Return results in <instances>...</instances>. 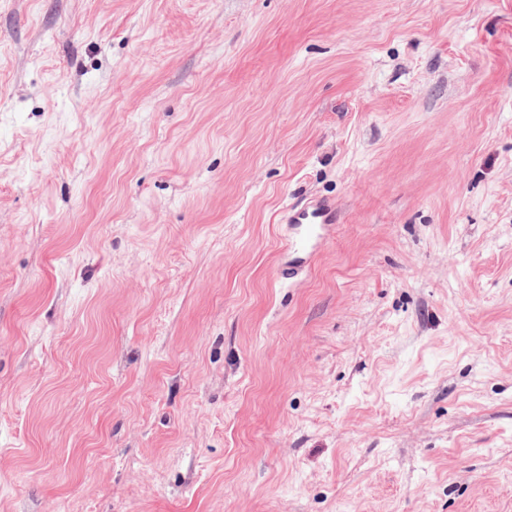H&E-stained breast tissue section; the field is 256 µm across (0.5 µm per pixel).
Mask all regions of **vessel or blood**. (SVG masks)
Wrapping results in <instances>:
<instances>
[{
  "mask_svg": "<svg viewBox=\"0 0 512 512\" xmlns=\"http://www.w3.org/2000/svg\"><path fill=\"white\" fill-rule=\"evenodd\" d=\"M341 215L335 201L330 199L285 210L280 237L283 263L279 273L282 278L292 279L311 266L322 246L332 237Z\"/></svg>",
  "mask_w": 512,
  "mask_h": 512,
  "instance_id": "b4317fda",
  "label": "vessel or blood"
}]
</instances>
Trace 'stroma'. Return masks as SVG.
Instances as JSON below:
<instances>
[{
	"label": "stroma",
	"instance_id": "stroma-1",
	"mask_svg": "<svg viewBox=\"0 0 512 512\" xmlns=\"http://www.w3.org/2000/svg\"><path fill=\"white\" fill-rule=\"evenodd\" d=\"M0 512H512V0H0ZM341 215L331 199H319L299 209L284 211L280 254L285 261L279 269L282 278L292 279L311 266L316 254L332 237Z\"/></svg>",
	"mask_w": 512,
	"mask_h": 512
}]
</instances>
